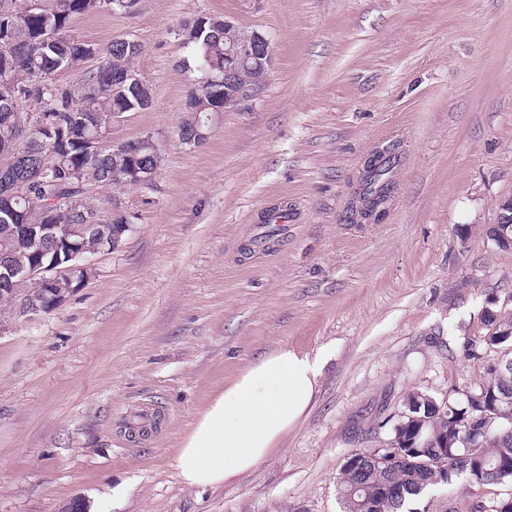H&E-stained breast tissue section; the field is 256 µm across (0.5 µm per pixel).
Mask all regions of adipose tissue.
<instances>
[{
    "instance_id": "1",
    "label": "adipose tissue",
    "mask_w": 512,
    "mask_h": 512,
    "mask_svg": "<svg viewBox=\"0 0 512 512\" xmlns=\"http://www.w3.org/2000/svg\"><path fill=\"white\" fill-rule=\"evenodd\" d=\"M324 358L285 346L257 359L214 395L184 436L180 482L220 488L250 473L300 422L318 391Z\"/></svg>"
}]
</instances>
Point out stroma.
<instances>
[{"mask_svg": "<svg viewBox=\"0 0 512 512\" xmlns=\"http://www.w3.org/2000/svg\"><path fill=\"white\" fill-rule=\"evenodd\" d=\"M199 15L265 35L271 63L259 95L209 113L188 146L181 33ZM72 33L141 44L151 105L110 139L151 137L162 163L96 188L102 221L129 224L121 247L61 307L0 333V512H341L343 462L388 446L410 392L444 401L484 379L457 337L482 335L487 299L512 291V250L485 234L512 198V0H136ZM393 143L384 220L350 223L366 157ZM276 207L287 223L254 246ZM282 345L328 356L311 408L234 483L182 485L200 410ZM144 403L166 421L138 440L124 423ZM509 496L459 486L430 512Z\"/></svg>", "mask_w": 512, "mask_h": 512, "instance_id": "35a3bbf8", "label": "stroma"}]
</instances>
